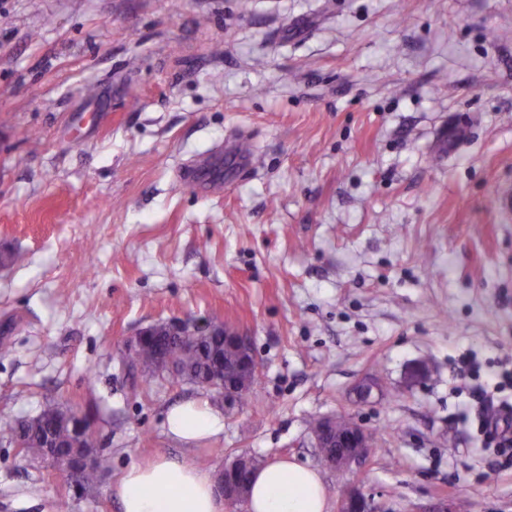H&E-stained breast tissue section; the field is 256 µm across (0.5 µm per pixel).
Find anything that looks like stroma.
I'll return each instance as SVG.
<instances>
[{
	"instance_id": "obj_1",
	"label": "stroma",
	"mask_w": 512,
	"mask_h": 512,
	"mask_svg": "<svg viewBox=\"0 0 512 512\" xmlns=\"http://www.w3.org/2000/svg\"><path fill=\"white\" fill-rule=\"evenodd\" d=\"M239 139L248 174L180 178ZM508 184L512 0H0V417L57 402L110 460L89 494L0 442V512H121L130 466L241 454L315 468L328 512H512L474 395L512 369ZM173 318L247 337L244 404L124 365ZM189 399L223 431L174 437ZM341 413L375 443L337 472L309 423Z\"/></svg>"
}]
</instances>
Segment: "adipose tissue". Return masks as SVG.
<instances>
[{
    "mask_svg": "<svg viewBox=\"0 0 512 512\" xmlns=\"http://www.w3.org/2000/svg\"><path fill=\"white\" fill-rule=\"evenodd\" d=\"M167 424L186 441L217 434L224 427L219 415L194 401L172 408ZM115 493L122 512H224L211 474L176 459L130 466ZM247 501L249 512H327L326 492L317 471L286 459L255 473Z\"/></svg>",
    "mask_w": 512,
    "mask_h": 512,
    "instance_id": "adipose-tissue-1",
    "label": "adipose tissue"
}]
</instances>
